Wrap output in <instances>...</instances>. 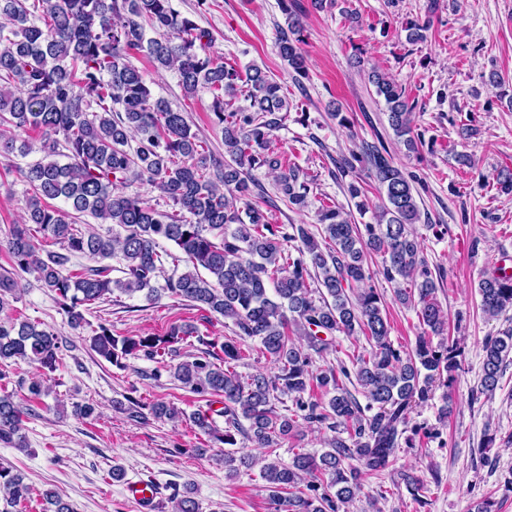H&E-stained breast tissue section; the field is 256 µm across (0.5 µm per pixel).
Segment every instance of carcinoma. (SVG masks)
Masks as SVG:
<instances>
[{
    "label": "carcinoma",
    "mask_w": 512,
    "mask_h": 512,
    "mask_svg": "<svg viewBox=\"0 0 512 512\" xmlns=\"http://www.w3.org/2000/svg\"><path fill=\"white\" fill-rule=\"evenodd\" d=\"M280 5L286 26L278 53L297 79L306 72L302 21L293 0ZM211 44L209 31L176 10L173 0H0V155L25 158L33 143L18 132L41 135V156L20 168L28 185L25 213L5 247L20 271L35 274L55 294L75 328L85 322L81 307L116 291L129 297L144 292L149 300L169 294L231 321L236 338L221 347L224 366L212 361L216 353L208 344L174 371L191 392L224 398V431L200 410L189 420L220 443L234 446L241 435L269 455L279 440L297 435L295 419L277 413L274 404L291 398L303 420L333 436L319 455L267 461L262 478L274 512H349L363 476L388 470L398 448L413 447L422 428L408 429L412 409L431 400L436 386L449 385L459 367L457 343L443 339L448 318L413 230L420 218L414 177L395 165L385 146L363 142L347 165L367 170L380 187L375 223L360 226L352 212L325 205L315 232L305 224L289 232L273 227L252 202V170L278 172L277 189L288 203L297 211L309 207L310 188L300 171L283 169L269 147L288 101L259 65L241 72L214 56ZM136 53L155 70L176 74L184 96L202 89L213 94L224 158L192 131L185 112L154 96L131 62ZM369 82L384 98L395 136L408 152H418L422 140L405 90L376 70ZM241 93L250 100L247 108L234 106ZM138 181L171 201L173 212L123 191ZM58 199L69 209L52 204ZM84 216L102 228L82 230ZM39 237L60 250L40 248ZM161 241L177 252L160 254ZM373 252L382 257L376 272ZM75 257L95 265L74 274L68 264ZM111 259L122 276L110 277ZM168 260L172 270L160 284ZM377 273L404 284L396 300L417 308L423 331L409 350L390 340L386 302L371 285ZM16 288L10 274L0 273V313ZM478 293L489 318L512 309V274L479 280ZM193 333V326L175 324L162 335L115 336L101 322L90 347L120 366L129 356H162ZM339 335H362L370 349L349 366L341 360L334 368H315ZM248 339L259 342L274 374L236 371L250 356L243 348ZM60 349L52 330L0 321V365L21 360L53 372ZM483 351L474 399L498 388L512 358V328L488 337ZM346 381L360 388L365 402ZM314 387L325 400L305 398ZM21 421L14 396L1 394L0 442L24 451ZM253 461L248 452H224L230 476ZM30 492L12 467L0 464V512ZM42 499L44 512H73L52 490Z\"/></svg>",
    "instance_id": "carcinoma-1"
}]
</instances>
